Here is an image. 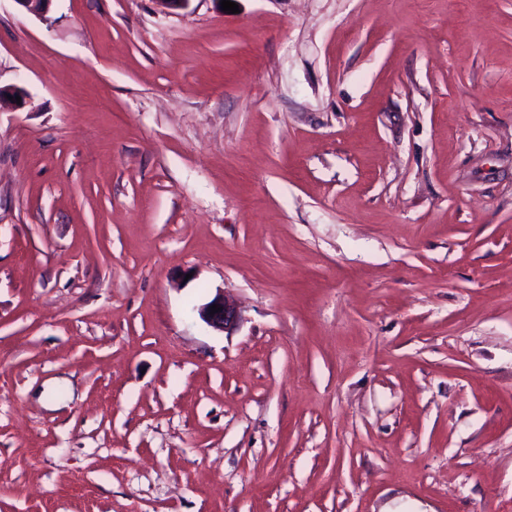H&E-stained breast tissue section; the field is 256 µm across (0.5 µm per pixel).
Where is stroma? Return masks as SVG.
I'll return each instance as SVG.
<instances>
[{"label": "stroma", "instance_id": "stroma-1", "mask_svg": "<svg viewBox=\"0 0 512 512\" xmlns=\"http://www.w3.org/2000/svg\"><path fill=\"white\" fill-rule=\"evenodd\" d=\"M235 2L0 0V512H512V0ZM224 289H217L215 294L204 304L198 308H194L199 318L210 328L219 332H228L232 330L239 320V312L234 303L226 299ZM217 304V308L221 307L220 312L210 315L211 306Z\"/></svg>", "mask_w": 512, "mask_h": 512}]
</instances>
